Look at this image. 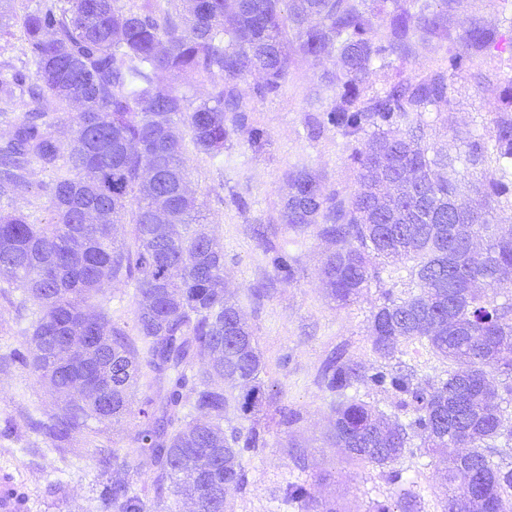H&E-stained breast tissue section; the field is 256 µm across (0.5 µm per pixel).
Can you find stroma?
Here are the masks:
<instances>
[{
  "label": "stroma",
  "mask_w": 512,
  "mask_h": 512,
  "mask_svg": "<svg viewBox=\"0 0 512 512\" xmlns=\"http://www.w3.org/2000/svg\"><path fill=\"white\" fill-rule=\"evenodd\" d=\"M456 49L448 39L434 40L409 62L375 71L371 84L380 88L395 69L425 75L445 66ZM333 61L330 53L295 58L278 94L253 99L251 122L267 133L263 149L251 148L241 133L215 159L186 151L190 187L204 203L206 224L224 244V281L256 337L275 405L260 417L266 445L246 454L247 482L243 489L230 490L227 512H298L286 494L292 482L316 484L320 496L338 501L344 512H367L372 501L398 492L388 469L351 462L330 445L332 397L320 383L324 364L334 357L368 370L380 366L368 336L380 291L368 288L347 306L334 303L321 281L330 243L313 230L295 231L279 221L288 170H313L328 188L344 194L354 186L351 143L332 129L315 139L307 135L309 123L334 101L332 93L319 90V76ZM475 67L492 90L478 91L467 75L455 77L450 103L443 108L447 124L426 131L427 144L451 158L464 150L473 132L490 126L500 105L498 89L512 84V53H492ZM277 250L286 251L295 268L292 282L282 281L273 269ZM256 287L265 289L264 298L252 296ZM27 326L0 301V357L8 360L0 366V471L13 474L25 512H102L100 493L115 478L128 480L151 500L154 472L140 461L133 443L138 414L117 423L90 421L88 430L56 443L30 430V421L60 412L62 402L18 358L26 349ZM282 408L297 412L298 421L282 425ZM102 448L112 449L122 467L103 470ZM396 467L412 481L422 512H442L445 459L429 456L417 436Z\"/></svg>",
  "instance_id": "stroma-1"
}]
</instances>
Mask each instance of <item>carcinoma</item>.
<instances>
[{
	"instance_id": "1",
	"label": "carcinoma",
	"mask_w": 512,
	"mask_h": 512,
	"mask_svg": "<svg viewBox=\"0 0 512 512\" xmlns=\"http://www.w3.org/2000/svg\"><path fill=\"white\" fill-rule=\"evenodd\" d=\"M37 0L19 14L0 0V36L18 27L24 66L0 65V296L29 321L24 361L58 394L65 408L32 423L62 441L89 420L118 422L131 393L151 372L134 438L138 456L154 468V501L189 500L194 512H226V494L246 483L245 453L264 445L252 426L224 432L228 412L250 420L268 402L265 364L251 327L224 287V246L200 224L189 194L185 141L212 158L239 132L266 144L250 123L251 98L239 84L253 76V95L282 87L291 54L322 57L336 90L332 106L311 129H334L354 143L355 187L344 198L307 170L286 179L280 221L313 229L334 244L321 269L331 299L349 305L376 286L371 312L373 350L386 364L370 372L340 357L321 382L340 397L332 408V444L361 463L388 467L421 433L427 448L448 460L443 512H502L512 490V463L498 443L512 442L502 403L512 404V297L500 302L501 275L512 269V232L474 209L448 178L460 163L484 177L490 202L512 194V88L488 133L470 137L454 159L429 155L425 115L450 103L448 80L473 72L501 39L499 28L472 24L458 34L462 50L448 67L416 79L397 73L380 89L374 69L416 57L434 38H451L454 0ZM196 75L212 85L194 102L175 81ZM29 97L17 117L9 108ZM58 104L45 110L48 101ZM47 179H36V176ZM37 187L50 217L11 207L22 189ZM131 225L117 241L116 224ZM394 260L410 266L388 270ZM272 265L290 282L284 251ZM131 285L132 323L112 319L91 301ZM399 285L418 291L395 294ZM33 306H28V303ZM88 337L78 368L59 363L66 337ZM419 341L455 368L436 382L420 381L402 363L389 364L404 343ZM504 376L496 397L488 370ZM362 385L391 395L400 419L347 391ZM288 500L300 512H342L316 485L292 483ZM105 512H147L132 484L104 485ZM369 512H420L417 496L400 490L394 503Z\"/></svg>"
}]
</instances>
